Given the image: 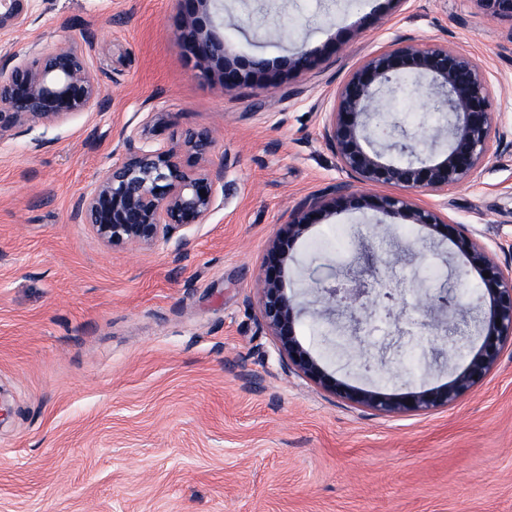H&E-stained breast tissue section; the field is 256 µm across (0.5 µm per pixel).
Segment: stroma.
I'll return each mask as SVG.
<instances>
[{"label":"stroma","instance_id":"obj_1","mask_svg":"<svg viewBox=\"0 0 512 512\" xmlns=\"http://www.w3.org/2000/svg\"><path fill=\"white\" fill-rule=\"evenodd\" d=\"M229 62L264 60L227 94L218 73L177 45L172 0H35L37 20L0 40L45 50L73 38L107 99L0 143V512H512V346L455 406L384 416L334 398L282 362L258 319V274L270 242L310 195L339 177L321 138L337 88L368 57L406 38L479 59L512 140V23L475 0H223ZM306 51L317 67L291 74ZM150 119L149 138L209 130L224 193L193 227L187 257L169 246L103 245L71 219L84 189ZM417 203L512 262V149L445 194ZM391 261L402 316L452 293L475 306L483 287L451 240L376 210L311 225L284 264L288 296L306 303L341 283L363 251ZM343 316L303 317L297 335L328 373L405 393L448 382L410 336L407 366L382 324L335 351ZM372 371H364L363 358Z\"/></svg>","mask_w":512,"mask_h":512}]
</instances>
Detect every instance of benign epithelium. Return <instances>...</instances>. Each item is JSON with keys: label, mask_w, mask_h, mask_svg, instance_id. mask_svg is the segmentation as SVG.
I'll list each match as a JSON object with an SVG mask.
<instances>
[{"label": "benign epithelium", "mask_w": 512, "mask_h": 512, "mask_svg": "<svg viewBox=\"0 0 512 512\" xmlns=\"http://www.w3.org/2000/svg\"><path fill=\"white\" fill-rule=\"evenodd\" d=\"M214 0H174L178 22L175 39L190 59L215 66L224 91L236 92L243 83L240 68L226 60L224 39L217 35L209 6ZM483 12L512 22V0H474ZM37 20L34 0H0V37ZM13 66L0 70V142L18 128L62 123L75 115L100 110L103 89L87 56L69 38L40 51H14ZM288 69L303 73L315 67V58L304 51L286 61ZM412 74L435 109L448 113V122L432 136L436 144L448 136V148L440 155H424L421 142L395 140L375 126L373 103L403 72ZM488 71L475 58L448 44L423 45L412 40L398 43L366 59L352 70L337 89L332 111L322 130L335 153L342 177L329 189V198L312 196L294 209L288 232L271 241L261 267L259 321L274 337L288 368L335 398L383 415L424 414L455 405L481 385L497 364L505 346L512 345V268L497 254L472 238L463 228L445 222L436 211L404 195H370L357 189L400 187L414 192L445 193L472 176L504 145L491 112ZM147 123L134 127L127 137L128 150L77 199L71 219L88 225L105 245L129 244L152 247L173 245L179 258L188 255L191 239L178 232L207 223L224 191V163L212 157L213 140L205 130H189L180 141L154 143L144 137ZM139 146H134V141ZM375 207L393 217L445 232L464 255L467 265L489 276L482 278L485 291L478 304L488 305L481 317L467 308H456L446 299L431 304L425 319L400 326L394 297L369 307L361 300L370 294L366 283L354 279L345 288H320L325 303L323 316L335 314L346 304L353 330L364 332L377 321H394L397 333L412 335L448 320V327L476 321L482 334L479 349L448 383L422 391L385 393L350 385L329 374L297 339L296 305L282 284V271L293 240L312 224H320L336 208ZM501 324H496V320Z\"/></svg>", "instance_id": "benign-epithelium-1"}]
</instances>
